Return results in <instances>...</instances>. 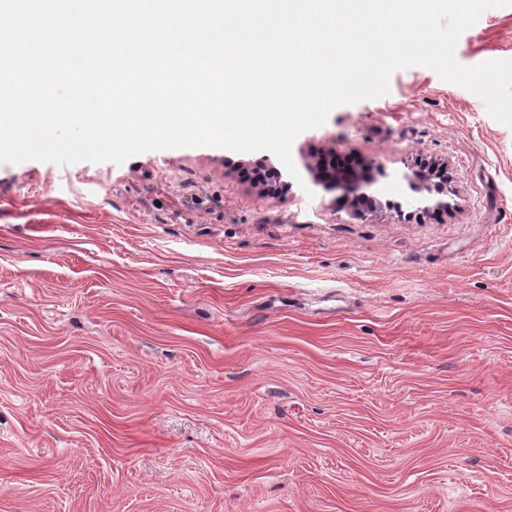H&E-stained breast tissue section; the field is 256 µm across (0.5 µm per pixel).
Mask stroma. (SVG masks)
Returning <instances> with one entry per match:
<instances>
[{
    "mask_svg": "<svg viewBox=\"0 0 512 512\" xmlns=\"http://www.w3.org/2000/svg\"><path fill=\"white\" fill-rule=\"evenodd\" d=\"M455 58L512 60V6ZM292 159L0 164V512H512V127L413 66ZM308 170L315 182L342 190L357 212L363 214L376 206V198L362 191L364 187L373 184L375 173L380 170L374 161L362 159L353 168L332 170H322L319 163H313L308 165Z\"/></svg>",
    "mask_w": 512,
    "mask_h": 512,
    "instance_id": "stroma-1",
    "label": "stroma"
}]
</instances>
